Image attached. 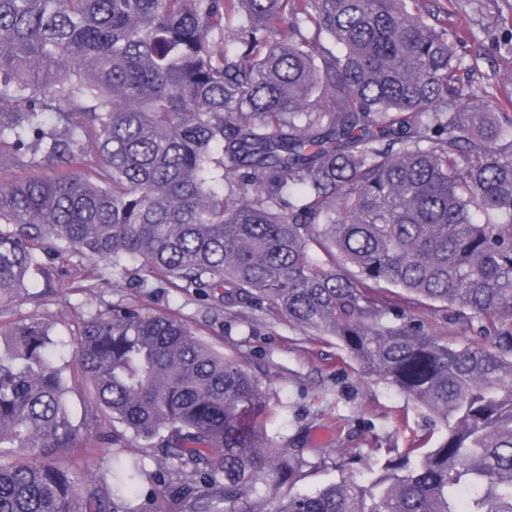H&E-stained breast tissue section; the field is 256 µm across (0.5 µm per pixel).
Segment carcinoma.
<instances>
[{"label": "carcinoma", "instance_id": "1", "mask_svg": "<svg viewBox=\"0 0 512 512\" xmlns=\"http://www.w3.org/2000/svg\"><path fill=\"white\" fill-rule=\"evenodd\" d=\"M436 0H0V512H512V112ZM136 267L212 310L267 307L334 337L442 428L313 493L263 443L261 383L166 313L114 305L71 330L12 318L45 251ZM477 320L424 332L385 290ZM125 443L128 446V448H125L128 453L136 454L143 459L145 474L142 477L139 486L142 499L145 496H148L152 491L158 492V490H163L164 487L161 486V477L157 460L154 457L147 455L149 450H146V448H137L138 444L135 441ZM107 446L105 443H99L97 448H90L88 451H85L84 448H77V454L82 465L93 473L106 469L112 461V448Z\"/></svg>", "mask_w": 512, "mask_h": 512}]
</instances>
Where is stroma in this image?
Masks as SVG:
<instances>
[{"label":"stroma","instance_id":"obj_1","mask_svg":"<svg viewBox=\"0 0 512 512\" xmlns=\"http://www.w3.org/2000/svg\"><path fill=\"white\" fill-rule=\"evenodd\" d=\"M449 7L465 16L474 36L466 50L496 84L500 104L512 101V0H450ZM40 260L50 267L51 279L33 274L12 312L52 323L61 340H69L73 320L83 314L133 305L147 313H174L239 358L274 405L267 426L269 445L288 455L305 449L311 462L296 490L312 492L336 481L349 457H357L364 468L386 448L407 447L413 436L432 432L427 410L366 375L333 337L301 331L264 308L236 307L215 314L198 294L138 287L131 267L111 275L109 286L95 293H77L71 285L86 274L85 265L53 253ZM405 312L437 335L454 336L460 343L469 335V324L449 322L443 304L409 305Z\"/></svg>","mask_w":512,"mask_h":512}]
</instances>
